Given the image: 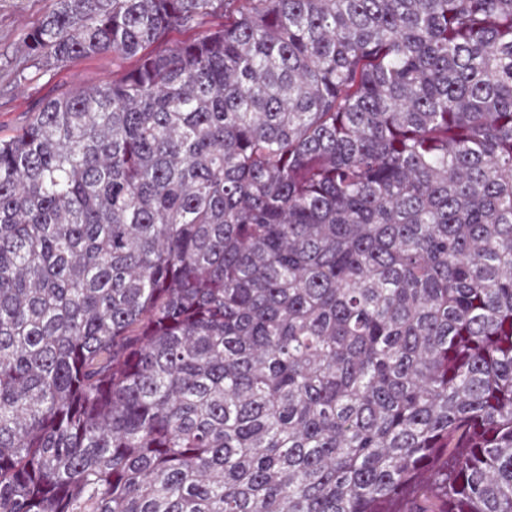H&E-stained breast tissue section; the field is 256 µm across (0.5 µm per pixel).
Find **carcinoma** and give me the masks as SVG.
Here are the masks:
<instances>
[{
  "instance_id": "carcinoma-1",
  "label": "carcinoma",
  "mask_w": 512,
  "mask_h": 512,
  "mask_svg": "<svg viewBox=\"0 0 512 512\" xmlns=\"http://www.w3.org/2000/svg\"><path fill=\"white\" fill-rule=\"evenodd\" d=\"M21 44L134 66L0 139V512H512V0Z\"/></svg>"
}]
</instances>
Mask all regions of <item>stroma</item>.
I'll list each match as a JSON object with an SVG mask.
<instances>
[{
    "label": "stroma",
    "mask_w": 512,
    "mask_h": 512,
    "mask_svg": "<svg viewBox=\"0 0 512 512\" xmlns=\"http://www.w3.org/2000/svg\"><path fill=\"white\" fill-rule=\"evenodd\" d=\"M55 6L56 0H0V137L27 125L44 99L98 84L126 66L106 55L48 71L38 68L24 55L20 36Z\"/></svg>",
    "instance_id": "1"
}]
</instances>
